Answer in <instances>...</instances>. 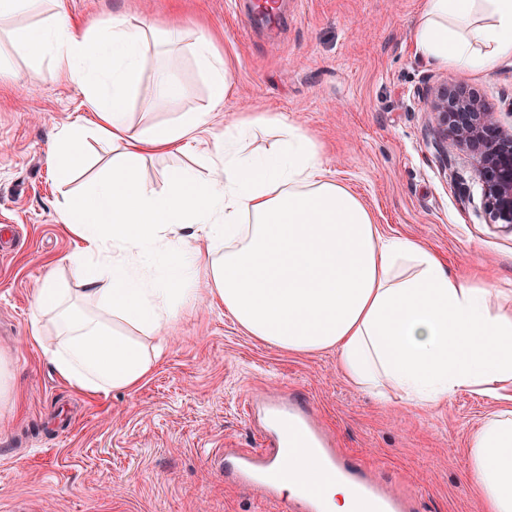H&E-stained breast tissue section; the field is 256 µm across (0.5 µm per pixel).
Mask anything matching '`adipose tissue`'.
<instances>
[{
	"label": "adipose tissue",
	"instance_id": "obj_1",
	"mask_svg": "<svg viewBox=\"0 0 512 512\" xmlns=\"http://www.w3.org/2000/svg\"><path fill=\"white\" fill-rule=\"evenodd\" d=\"M144 20L113 15L77 33L66 11L17 33L29 54H52L56 77L86 91L88 119L62 124L51 159L58 182L83 171V141L111 140L106 175L66 198L60 221L80 247L60 258L89 306L65 305L57 269L32 293L30 339L44 319L59 376L91 396L138 388L168 349L164 329L188 306H220L248 335L304 355L335 351L345 379L379 400L395 389L427 405L461 391L493 410L468 439L483 512H512V301L449 273L420 241L382 235L363 202L324 167L321 145L288 116L257 144V117L219 126L231 91L224 57L187 42L209 84L207 105L147 127L125 103L142 89ZM417 52L452 72L485 75L512 59V0H424ZM197 150L207 177L172 173L159 191L139 177L150 156ZM192 226L198 241L183 236Z\"/></svg>",
	"mask_w": 512,
	"mask_h": 512
}]
</instances>
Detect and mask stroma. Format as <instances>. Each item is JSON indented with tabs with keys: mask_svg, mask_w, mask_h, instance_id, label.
Segmentation results:
<instances>
[{
	"mask_svg": "<svg viewBox=\"0 0 512 512\" xmlns=\"http://www.w3.org/2000/svg\"><path fill=\"white\" fill-rule=\"evenodd\" d=\"M422 4L288 0L287 26L266 37L233 15L230 0H65L84 29L124 13L160 29L179 24L188 40L211 37L232 65L225 122L244 112L291 115L383 234L421 240L451 273L481 272L492 287L512 289V231L486 223L474 161L440 136L429 98L443 83L477 93L512 129V59L485 77L421 59L412 31ZM45 20L22 13L0 23V229H14L0 251V359L14 392L13 405L0 408V512H283L281 500L226 484L213 457L254 444L250 394L287 388L317 407L338 449L366 461L392 494L414 497L418 512H480L467 484V439L493 408L481 394L381 402L341 376L336 353L289 354L247 335L220 307L182 310L150 377L105 397L70 387L27 343L34 288L77 244L57 203L84 193L112 156L111 143L90 140L85 174L54 179L58 126L85 117L86 98L52 79L51 55L18 45L17 32ZM180 77L188 94L179 102L131 96L133 122L204 107L207 86L190 59ZM201 163L195 154L154 156L140 176L158 189Z\"/></svg>",
	"mask_w": 512,
	"mask_h": 512,
	"instance_id": "stroma-1",
	"label": "stroma"
}]
</instances>
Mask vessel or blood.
Segmentation results:
<instances>
[{
    "label": "vessel or blood",
    "instance_id": "b4317fda",
    "mask_svg": "<svg viewBox=\"0 0 512 512\" xmlns=\"http://www.w3.org/2000/svg\"><path fill=\"white\" fill-rule=\"evenodd\" d=\"M234 14L243 16L253 32L272 34L288 22L283 8L266 13L256 0H234ZM246 414L262 421L256 444L233 448L216 456L224 477L238 487L264 497L278 496L283 484L295 488L284 502V512H324V485L304 478L294 465L301 449L312 451L328 478L346 483L353 492L357 512H410L406 499L389 493L370 475V467L354 455L339 452L329 433L317 422L313 407L294 394L247 401Z\"/></svg>",
    "mask_w": 512,
    "mask_h": 512
}]
</instances>
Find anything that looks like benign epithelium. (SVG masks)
<instances>
[{"label":"benign epithelium","instance_id":"obj_1","mask_svg":"<svg viewBox=\"0 0 512 512\" xmlns=\"http://www.w3.org/2000/svg\"><path fill=\"white\" fill-rule=\"evenodd\" d=\"M431 106L443 136H452L474 157L488 223L512 230V130L501 129L494 110L480 98L446 84L431 91Z\"/></svg>","mask_w":512,"mask_h":512}]
</instances>
